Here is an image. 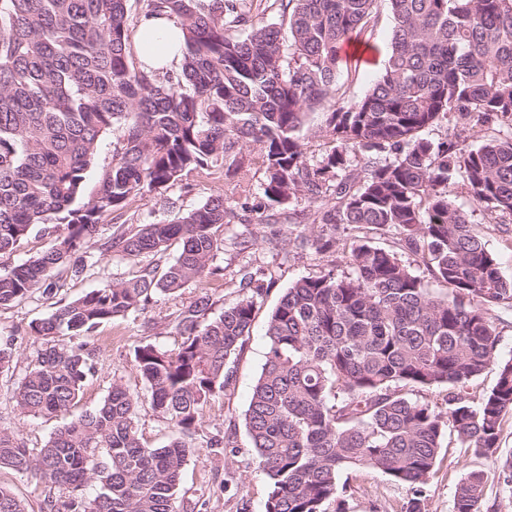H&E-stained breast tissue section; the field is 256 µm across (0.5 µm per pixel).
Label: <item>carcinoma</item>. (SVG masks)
I'll use <instances>...</instances> for the list:
<instances>
[{
    "mask_svg": "<svg viewBox=\"0 0 512 512\" xmlns=\"http://www.w3.org/2000/svg\"><path fill=\"white\" fill-rule=\"evenodd\" d=\"M378 2L272 0L279 22L256 27L254 0H0V254L37 226L56 232L40 255L0 271V307L52 294V271L69 264L83 273L93 248L134 260L178 245L165 267L107 282L31 322L40 347L15 392L20 413L50 418L76 406L96 372L93 333L219 274L224 225L236 214L217 193L174 222L120 224L101 241L102 218L119 219L131 200L193 171L235 174L242 147L253 144L271 212L242 210L275 224L274 210L300 196L316 205L309 232L267 243L324 254L340 242L351 268L296 280L267 321L265 362L244 414L269 484L263 512H326L333 501L341 512L340 476L359 468L408 487L405 512H424L422 487L448 429L460 447L496 457L512 482V455L499 454L512 357L476 401L456 393L443 410L402 394L479 378L501 343L491 312L512 307V278L448 194L459 175L488 223H512V135L476 146L461 139L473 115L512 125V0H386L393 29L382 73L349 103L341 49L377 23ZM142 14L179 22V63L145 69L132 49ZM318 107L327 110L328 149L312 160L299 132L305 111ZM451 112L464 123L448 144L423 136ZM108 134L112 163L88 194L87 172ZM369 230L392 235L391 247L369 244ZM406 255L450 293L432 295ZM238 288L242 298L218 313L206 291L181 309L174 348H134L145 393L113 382L98 408L37 451L0 428V470L36 480L39 512H176L196 440L232 444L203 434V410L229 386L227 364L269 285L247 272ZM145 401L171 428L157 448L138 431ZM484 489V473H469L453 512H481ZM0 512L29 510L0 485Z\"/></svg>",
    "mask_w": 512,
    "mask_h": 512,
    "instance_id": "cac0c4a2",
    "label": "carcinoma"
}]
</instances>
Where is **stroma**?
<instances>
[{"label":"stroma","mask_w":512,"mask_h":512,"mask_svg":"<svg viewBox=\"0 0 512 512\" xmlns=\"http://www.w3.org/2000/svg\"><path fill=\"white\" fill-rule=\"evenodd\" d=\"M392 26L388 7H381L374 29L351 43L348 49L351 71L341 77L347 101L360 100L379 78ZM241 158L242 166L235 175L205 178L192 173L163 194L149 193L136 199L124 210L123 221L131 227L150 221H169L200 207L218 192L223 193L228 206L236 210L245 203L263 202L265 173L258 163L256 146L244 147ZM449 193L498 257L503 274L512 277V223H487L482 208L468 194L462 179L450 184ZM310 209L307 199L301 198L285 208L277 223H257L255 214L249 213L244 219L234 220L224 227V246L217 258L224 269L223 276L208 283L209 288L216 291L219 306L231 305L239 299L238 284L244 272H263L271 286L257 306L250 338L230 365V386L223 396L212 401L203 416L204 431L221 428L231 434L233 443L218 450L204 447L188 458L176 493L177 512H262L268 482L251 450L244 413L251 388L265 361L267 317L293 281L330 271L340 275L350 270L339 251L319 255L311 250L295 252L268 247L266 240L272 234L284 237L289 229H304L309 223ZM174 256L171 250L161 257L148 255L135 261L111 255L101 258L78 277L64 269L55 271L54 278L60 283L57 296L65 302L74 300L104 281L130 278L141 267L162 265ZM200 293V286L194 284L160 297L142 316L118 317L100 326L93 337L97 347L96 373L86 380L79 404L66 417L52 419L23 416L14 401L15 391L27 370V358L36 348L29 334L30 324L51 313V302L37 292L19 303L1 307L0 341L13 340L16 357L10 370L0 373V426L15 430L26 447L40 448L64 421L97 408L112 381L119 380L130 389L142 390L143 384L130 362L134 347L147 339L168 348L176 346L179 338L171 334L169 324L180 309ZM444 443L423 489L426 512H452L457 483L477 470L488 475L482 512H512V484L503 482L492 462L460 448L454 436H447ZM350 485L346 512H402L411 496L408 487L395 484L384 474L370 469L354 472Z\"/></svg>","instance_id":"obj_1"}]
</instances>
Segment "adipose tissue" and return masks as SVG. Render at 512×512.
<instances>
[{"label": "adipose tissue", "instance_id": "1", "mask_svg": "<svg viewBox=\"0 0 512 512\" xmlns=\"http://www.w3.org/2000/svg\"><path fill=\"white\" fill-rule=\"evenodd\" d=\"M139 42L135 49L140 61L151 69L171 67L181 58L183 36L174 19L151 15L138 23Z\"/></svg>", "mask_w": 512, "mask_h": 512}]
</instances>
